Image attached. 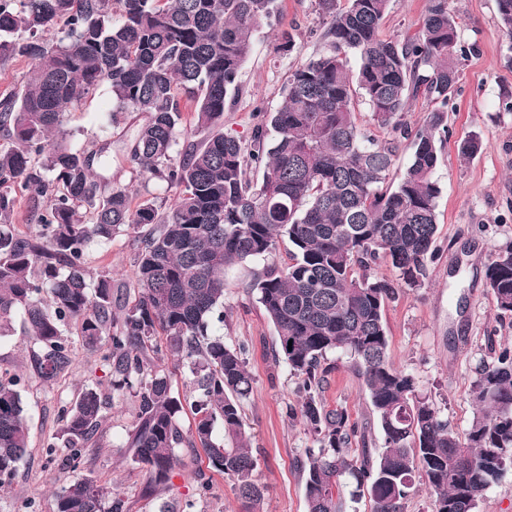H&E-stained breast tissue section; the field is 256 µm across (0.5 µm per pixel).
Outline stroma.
<instances>
[{"mask_svg": "<svg viewBox=\"0 0 512 512\" xmlns=\"http://www.w3.org/2000/svg\"><path fill=\"white\" fill-rule=\"evenodd\" d=\"M428 7V0H390L383 25L385 35L411 36ZM448 9L460 18L459 38L475 51L463 62L454 105L447 112L448 137L435 173L440 255L430 263L428 277L418 288L401 287L389 302L385 318L389 354L394 365L413 376L417 392L429 396L458 433H465L473 411V388L481 364L494 362L499 351L512 348V316L501 315L485 288L483 270L498 246L512 242V112L499 109V98L512 92V40L504 34L495 0H448ZM324 15L317 0H280L278 27L288 30L295 46L279 48L273 29L261 27L255 51L239 76L235 103L224 113V134L248 142L256 122L254 109L276 111L282 89L293 70L320 44ZM112 95L101 87L68 115L72 145L93 137L121 140L130 135L128 124H112ZM482 140L480 152L460 163L456 145L468 133ZM117 185H133V203L151 199L171 205L176 192L152 179L131 182L120 156L112 158ZM137 236L124 231L94 248L91 268H111L117 281L127 283V296H136L134 258ZM287 242H279L271 257L256 258L227 269L224 321L214 332L227 345L245 344L253 392L242 404L246 432L251 437L258 466L256 477L265 487L263 512H307L300 464L314 437L300 419L291 417L296 405L297 379L288 365L275 360L274 329L249 285L270 264L289 262ZM30 342L20 320L0 331V367L26 371ZM107 370L96 354L76 347L72 364L50 388L31 384L23 394L30 448L18 464L13 483L0 492V512H56V494L73 480V473L45 469V449L61 424L58 410L93 382L108 383ZM326 409L345 410L361 423L371 414L362 381L340 356L319 394ZM137 414L132 395L117 396L94 441L87 448L81 472L112 482L126 503V512H246L233 483L213 476L202 492L194 479L207 461L202 450L182 449V463L168 483L148 486L144 469L131 461L128 433Z\"/></svg>", "mask_w": 512, "mask_h": 512, "instance_id": "35a3bbf8", "label": "stroma"}]
</instances>
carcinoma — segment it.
Here are the masks:
<instances>
[{
    "mask_svg": "<svg viewBox=\"0 0 512 512\" xmlns=\"http://www.w3.org/2000/svg\"><path fill=\"white\" fill-rule=\"evenodd\" d=\"M389 3L319 0L323 49L292 71L277 111L255 107L246 146L220 127L278 0H0V65L32 62L23 88L0 98V327L21 315L31 343L28 373L0 370V489L29 448L22 393L34 381L51 387L67 371L73 327L99 355L112 392L137 398L128 447L149 483L169 480L180 449L199 448L210 472L234 482L247 512H259L264 487L242 418L254 383L246 348L226 345L211 327L224 322L225 270L272 255L284 239L290 263L263 268L250 290L274 328L275 359L298 380L292 413L318 443L301 468L308 512H344V482L354 496L367 493L371 512H405L417 475L431 512H476L478 494L512 468V348L480 368L462 436L389 356L384 312L397 288L374 269L389 263L415 288L437 257L434 174L445 112L473 51L459 40L448 0H429L417 32L403 41L383 34ZM496 8L512 37V0H496ZM104 83L111 123L134 125L120 147L124 161L135 177L178 190L173 206L134 207L131 190L112 185V141L70 143L68 111ZM418 96L433 109L412 129L401 114ZM358 97L370 108L367 125L358 122ZM182 100L207 136L181 146ZM403 140L411 160L394 180ZM481 146L468 134L458 156L469 161ZM25 195L37 216L32 234L12 224ZM128 230L141 231L139 291L123 303L112 272L92 271L88 255ZM483 278L496 308L512 315V243L494 252ZM339 351L370 399L383 441L376 454L367 425L318 398L335 369L327 356ZM166 356L188 366L194 400L176 395L158 369ZM110 407L96 385L62 406L61 444L47 446L46 468L78 472ZM357 436L362 447L353 449ZM57 512H125L124 499L78 477L57 494Z\"/></svg>",
    "mask_w": 512,
    "mask_h": 512,
    "instance_id": "carcinoma-1",
    "label": "carcinoma"
}]
</instances>
